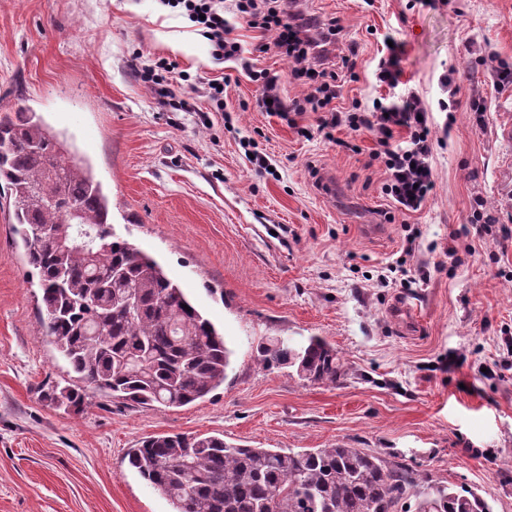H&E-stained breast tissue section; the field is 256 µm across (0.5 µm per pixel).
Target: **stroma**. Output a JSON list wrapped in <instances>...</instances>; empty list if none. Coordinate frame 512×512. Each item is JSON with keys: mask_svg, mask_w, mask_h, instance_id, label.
<instances>
[{"mask_svg": "<svg viewBox=\"0 0 512 512\" xmlns=\"http://www.w3.org/2000/svg\"><path fill=\"white\" fill-rule=\"evenodd\" d=\"M336 18L354 54L337 109L371 108L385 37L400 93L429 110L435 189L401 211L368 132L316 134L262 112L247 72L215 60L158 0H0V111L66 133L109 199L115 235L151 254L223 333V384L184 407L97 396L84 412L40 399L75 379L45 336L42 290L0 193V512H172L127 462L145 437L223 435L257 448L346 445L474 488L512 512V0H301ZM233 35L256 68L303 96L259 30ZM224 81V109L183 89L161 109L135 57ZM483 105L477 118L472 104ZM232 125H225V116ZM269 157L257 171L246 146ZM481 225L461 235L463 226ZM405 259V272L394 271ZM324 338L348 375L303 382L263 362L274 337Z\"/></svg>", "mask_w": 512, "mask_h": 512, "instance_id": "35a3bbf8", "label": "stroma"}]
</instances>
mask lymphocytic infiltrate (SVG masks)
Returning a JSON list of instances; mask_svg holds the SVG:
<instances>
[{
    "instance_id": "obj_1",
    "label": "lymphocytic infiltrate",
    "mask_w": 512,
    "mask_h": 512,
    "mask_svg": "<svg viewBox=\"0 0 512 512\" xmlns=\"http://www.w3.org/2000/svg\"><path fill=\"white\" fill-rule=\"evenodd\" d=\"M161 6L178 11L195 23L200 35L209 41L215 59L239 62L243 50L231 33L236 22L265 33H273V46L292 62L291 78L307 86L304 96L285 99L277 74L260 70L252 72L261 84L259 108L269 115L284 119L289 113L316 112L320 119L317 131L332 139L335 129L348 126L352 131L367 130L374 134L377 147L372 159L381 161L386 174L385 191L401 210L419 211L435 187L430 156L432 140L427 110L412 94L400 95L388 104L371 111L343 114L334 107L337 80L341 70L350 69L348 57L338 64H327L329 48L335 45L342 27L336 19L308 18L294 11L295 0H159ZM137 80L148 88L158 103L176 108L177 95L172 88L182 81L188 88L207 99L214 111L224 109V83L219 79L206 82L191 78L176 63L164 58L135 63ZM405 133L404 143L393 144L397 133Z\"/></svg>"
}]
</instances>
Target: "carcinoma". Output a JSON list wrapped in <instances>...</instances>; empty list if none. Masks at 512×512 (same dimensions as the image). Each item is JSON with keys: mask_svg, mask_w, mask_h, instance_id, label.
I'll return each mask as SVG.
<instances>
[{"mask_svg": "<svg viewBox=\"0 0 512 512\" xmlns=\"http://www.w3.org/2000/svg\"><path fill=\"white\" fill-rule=\"evenodd\" d=\"M1 181L40 277L46 334L84 383L52 387L47 405L80 412L99 392L181 407L224 383L231 351L223 334L152 256L116 237L91 167L34 112H0ZM72 222L92 233V246L61 247L57 232ZM130 292L135 302L125 308ZM261 353L301 381L334 385L348 375L336 348L317 336L273 338ZM128 461L172 512H492L467 487L341 445L272 450L177 433L142 440Z\"/></svg>", "mask_w": 512, "mask_h": 512, "instance_id": "carcinoma-1", "label": "carcinoma"}]
</instances>
